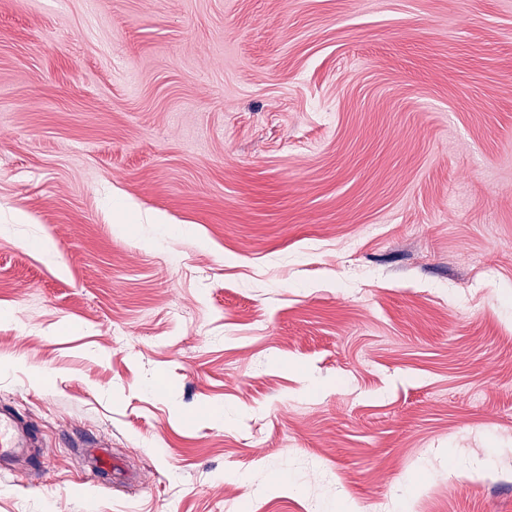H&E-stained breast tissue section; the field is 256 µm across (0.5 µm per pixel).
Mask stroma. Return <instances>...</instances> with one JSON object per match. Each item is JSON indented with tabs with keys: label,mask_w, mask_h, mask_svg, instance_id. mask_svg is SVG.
<instances>
[{
	"label": "stroma",
	"mask_w": 512,
	"mask_h": 512,
	"mask_svg": "<svg viewBox=\"0 0 512 512\" xmlns=\"http://www.w3.org/2000/svg\"><path fill=\"white\" fill-rule=\"evenodd\" d=\"M1 403L0 512H512V0H0ZM34 440L28 424L9 407L0 408V463L26 455ZM87 456L92 469L100 474H111L114 478L120 475L127 481L136 479L135 475L129 474L122 463L112 458V454L110 453L92 448L89 450Z\"/></svg>",
	"instance_id": "stroma-1"
}]
</instances>
